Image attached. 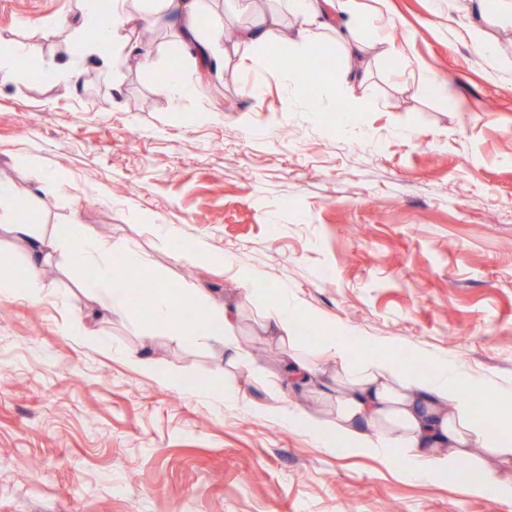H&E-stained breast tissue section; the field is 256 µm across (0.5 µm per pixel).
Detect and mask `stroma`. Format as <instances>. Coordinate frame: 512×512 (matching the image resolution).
I'll return each instance as SVG.
<instances>
[{"instance_id": "1", "label": "stroma", "mask_w": 512, "mask_h": 512, "mask_svg": "<svg viewBox=\"0 0 512 512\" xmlns=\"http://www.w3.org/2000/svg\"><path fill=\"white\" fill-rule=\"evenodd\" d=\"M357 3L402 65L372 48L368 79L345 85L323 45L308 107L265 70V49L219 43L205 71L158 26L140 54L126 49L131 29L111 58L80 60L70 46L91 29L80 0H0V51H23L0 81V180L28 192L43 232L88 225L145 253L154 285L239 305L245 355L227 367L216 345L143 335L137 301L112 314L85 292L91 268L44 266L39 299L0 296V512H503L446 478L327 453L279 414L328 419L331 400L260 384L287 357L258 332L274 287L406 358L439 353L512 387V70L494 64L512 59V27L483 23L491 57L470 39L468 0ZM257 12L255 0H208L195 32ZM171 71L189 94L162 90ZM428 73L455 96L423 95ZM340 104L356 111L344 127ZM159 225L178 228L180 258ZM239 267L266 284L243 285ZM72 319L109 350L62 333ZM130 352L203 387H163L126 363ZM219 366L214 397L205 385Z\"/></svg>"}]
</instances>
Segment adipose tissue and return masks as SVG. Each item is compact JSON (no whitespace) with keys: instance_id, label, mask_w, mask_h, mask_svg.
<instances>
[{"instance_id":"obj_1","label":"adipose tissue","mask_w":512,"mask_h":512,"mask_svg":"<svg viewBox=\"0 0 512 512\" xmlns=\"http://www.w3.org/2000/svg\"><path fill=\"white\" fill-rule=\"evenodd\" d=\"M143 13H127L124 0H113L102 14L99 0H82L87 18L98 20L103 36L114 39L135 22L192 26L205 0H145ZM284 11L258 16L239 33L238 43L249 47L286 38L287 56H312L323 37L336 44L343 81H365L358 62L365 53L359 31L369 25L356 0H283ZM23 191L0 182V205L12 210L0 214V227L27 245L29 274L17 280L0 275V295L37 299L43 283L40 270L54 254H62L72 267L94 266L96 276L84 285L107 310L125 309L128 290L112 274L113 262L140 270L146 264L135 248L99 239L78 224L63 237L42 233L29 213L19 209ZM237 309L212 301L203 289L172 291L162 288L152 295L144 317L147 331H161L172 339L193 343L207 340L235 351ZM317 326L316 315L302 303L283 298L271 289L261 314V331L293 342ZM320 327V326H317ZM312 355H292L284 378L308 383L317 376L319 359L336 360L340 370L334 380L336 413L320 420L291 410L283 415L289 427L305 432L327 452L368 456L386 466H398L405 476L435 478L455 470L471 448L482 447L463 483L472 497H491L512 512V390L480 379L454 361L424 355V369L406 363L392 342L363 336L350 339L337 325L320 327Z\"/></svg>"}]
</instances>
